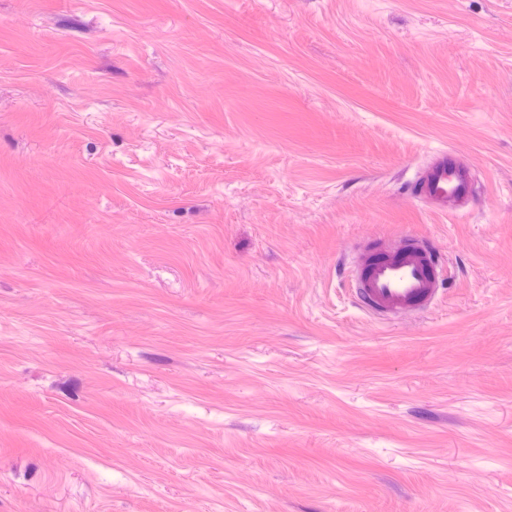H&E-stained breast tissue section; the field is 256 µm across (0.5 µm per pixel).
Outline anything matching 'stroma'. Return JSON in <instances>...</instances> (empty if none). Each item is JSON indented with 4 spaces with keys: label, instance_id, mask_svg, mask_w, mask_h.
Returning a JSON list of instances; mask_svg holds the SVG:
<instances>
[{
    "label": "stroma",
    "instance_id": "1",
    "mask_svg": "<svg viewBox=\"0 0 512 512\" xmlns=\"http://www.w3.org/2000/svg\"><path fill=\"white\" fill-rule=\"evenodd\" d=\"M0 512H512V0H0ZM415 197L436 214L467 207L473 197L471 166L448 150L436 152L417 174ZM444 258L428 243L400 237L394 249L372 241L358 273V302L379 319L409 312H427L437 300L438 273Z\"/></svg>",
    "mask_w": 512,
    "mask_h": 512
}]
</instances>
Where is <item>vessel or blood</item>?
<instances>
[{
    "mask_svg": "<svg viewBox=\"0 0 512 512\" xmlns=\"http://www.w3.org/2000/svg\"><path fill=\"white\" fill-rule=\"evenodd\" d=\"M415 197L436 214L467 207L473 197L470 165L448 151L436 152L417 174ZM444 265V258L420 239L401 237L393 249L372 241L359 269L357 300L380 319L429 311L437 300L438 273Z\"/></svg>",
    "mask_w": 512,
    "mask_h": 512,
    "instance_id": "obj_1",
    "label": "vessel or blood"
}]
</instances>
